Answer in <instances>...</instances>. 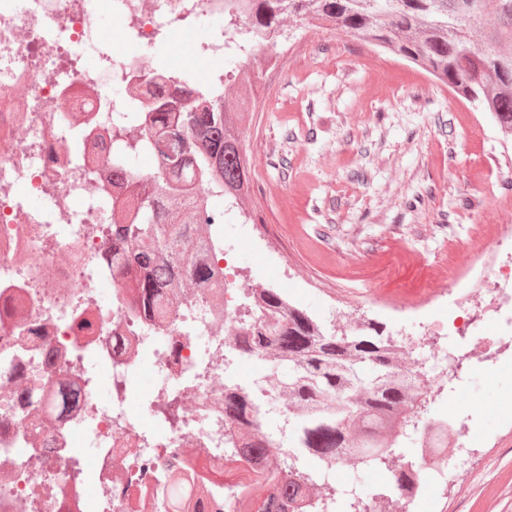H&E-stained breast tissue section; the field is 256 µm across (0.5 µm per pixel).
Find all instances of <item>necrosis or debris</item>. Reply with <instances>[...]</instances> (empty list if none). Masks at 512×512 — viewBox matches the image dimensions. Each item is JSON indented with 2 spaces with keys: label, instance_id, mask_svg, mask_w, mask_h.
I'll list each match as a JSON object with an SVG mask.
<instances>
[{
  "label": "necrosis or debris",
  "instance_id": "necrosis-or-debris-1",
  "mask_svg": "<svg viewBox=\"0 0 512 512\" xmlns=\"http://www.w3.org/2000/svg\"><path fill=\"white\" fill-rule=\"evenodd\" d=\"M99 2L0 0V512H180L194 488L168 477L185 468L214 491L201 512H240L264 463L229 462L224 446L235 289L224 288L218 309L211 289H197L193 309L178 303L157 319L112 276V224L127 204L112 191V170L150 174L120 152L112 128L146 118V82L163 87L173 77L150 63L172 30L214 19L195 66L223 60L224 0H107V31ZM131 38L141 52L118 51ZM32 196L43 209H30ZM506 244L511 224L496 227L493 244H473L471 269L454 285L459 313L499 325L468 345L489 371L512 362V268L498 263ZM145 358L165 380L136 404L129 382ZM97 365L111 374L106 403L91 377ZM135 404L160 436L139 425ZM461 437L455 421L424 423L413 437L417 484L456 472Z\"/></svg>",
  "mask_w": 512,
  "mask_h": 512
}]
</instances>
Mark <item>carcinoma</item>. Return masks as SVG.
Segmentation results:
<instances>
[{
	"mask_svg": "<svg viewBox=\"0 0 512 512\" xmlns=\"http://www.w3.org/2000/svg\"><path fill=\"white\" fill-rule=\"evenodd\" d=\"M340 32L385 48L424 68L512 136V0H224V48L250 61L284 37L283 21ZM150 94L149 134L157 146V175L139 182L112 170V186L131 197L112 225V275L133 289L148 316L185 296L186 288H222L220 272L197 249L211 223L197 191L245 201L250 194L240 127L254 105L251 70L224 72V87L182 75ZM124 153L135 156L145 134L120 130ZM181 247L175 256L172 246ZM250 319L232 349L271 365L280 402L291 410L301 447L317 457L370 462L399 473L400 495L412 475L401 437L415 416L424 383L402 363L399 347L374 324L349 335L327 331L271 288L246 296ZM370 366V375L363 367ZM255 405L237 389L224 390V421L234 446L266 463L271 492L258 512H303L314 498L332 512L336 490L321 493L312 468L283 463L253 428ZM388 499H351L352 512H387Z\"/></svg>",
	"mask_w": 512,
	"mask_h": 512,
	"instance_id": "cac0c4a2",
	"label": "carcinoma"
}]
</instances>
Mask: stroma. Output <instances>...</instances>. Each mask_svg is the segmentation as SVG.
Masks as SVG:
<instances>
[{
  "label": "stroma",
  "instance_id": "obj_1",
  "mask_svg": "<svg viewBox=\"0 0 512 512\" xmlns=\"http://www.w3.org/2000/svg\"><path fill=\"white\" fill-rule=\"evenodd\" d=\"M259 54L258 103L242 130L252 194L224 216L242 291L272 288L323 324L356 311L427 358L420 326L447 321L468 246L512 224V140L424 69L335 31L285 20ZM206 26L174 32L157 61L206 82L194 61ZM443 292L419 315L394 308ZM470 420L474 461L416 512H512V364H474L468 389L429 409Z\"/></svg>",
  "mask_w": 512,
  "mask_h": 512
}]
</instances>
